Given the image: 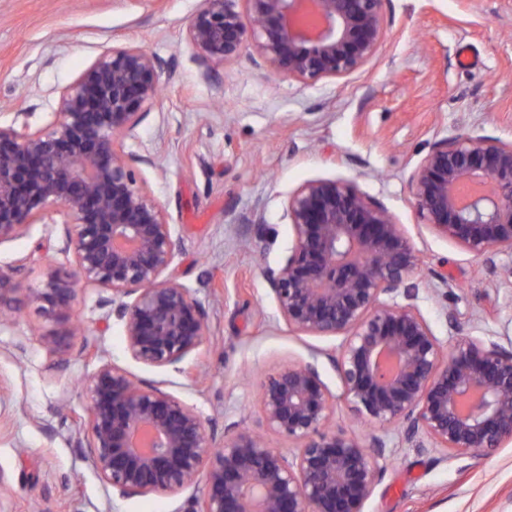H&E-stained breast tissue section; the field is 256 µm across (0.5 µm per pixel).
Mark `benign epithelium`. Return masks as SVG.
Listing matches in <instances>:
<instances>
[{
	"label": "benign epithelium",
	"mask_w": 512,
	"mask_h": 512,
	"mask_svg": "<svg viewBox=\"0 0 512 512\" xmlns=\"http://www.w3.org/2000/svg\"><path fill=\"white\" fill-rule=\"evenodd\" d=\"M384 0H200L186 39L209 69L251 52L304 83L347 76L382 39ZM171 71L150 50L103 52L59 92L40 128L0 127V243L62 216L61 252L75 272L46 267L43 287H22L27 260L0 268V306L24 294L56 327L44 344L63 357L79 285L120 300L131 358L148 368L183 362L207 336L190 288L167 276L173 225L136 179L150 153L125 152ZM424 223L495 267L512 252V144L485 136L436 142L410 177ZM294 243L263 278L288 327L342 337L333 359L342 397L385 430L456 455L512 442V348L461 338L445 350L413 301L420 255L378 202L339 180L305 183L286 203ZM84 456L118 496L177 495L203 480L183 512H364L378 481L383 437L330 426L336 395L311 362L268 378L260 394L267 427L298 444L290 457L247 430L215 447L204 418L156 384L113 364L85 381Z\"/></svg>",
	"instance_id": "benign-epithelium-1"
}]
</instances>
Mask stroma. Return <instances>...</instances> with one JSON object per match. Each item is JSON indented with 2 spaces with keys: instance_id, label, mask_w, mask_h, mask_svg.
I'll list each match as a JSON object with an SVG mask.
<instances>
[{
  "instance_id": "1",
  "label": "stroma",
  "mask_w": 512,
  "mask_h": 512,
  "mask_svg": "<svg viewBox=\"0 0 512 512\" xmlns=\"http://www.w3.org/2000/svg\"><path fill=\"white\" fill-rule=\"evenodd\" d=\"M200 0H0V125L48 124L59 91L106 48L139 45L169 62L170 80L126 151H150L138 181L173 224L171 276L191 288L208 322L204 346L175 367L129 355L123 324L81 290L74 308L87 347L65 368L42 343L54 327L34 303L0 317V512H179L183 495L122 498L83 455L86 378L101 363L157 383L196 408L217 442L247 429L267 446L294 443L264 426L262 383L311 362L337 401L332 424L376 429L341 399L332 362L340 338L288 328L261 271L293 244L288 196L306 182L351 183L401 224L421 257L416 306L443 344L472 337L512 347V253L483 259L424 224L410 177L433 144L484 135L512 143V0H385L375 56L341 78L305 84L257 76L250 57L203 71L186 40ZM263 233L261 247L248 246ZM62 227L35 224L0 243V268L19 259L40 287L45 264L69 271ZM456 310V326L448 312ZM382 472L364 512H512V443L485 455L417 448L384 433Z\"/></svg>"
}]
</instances>
